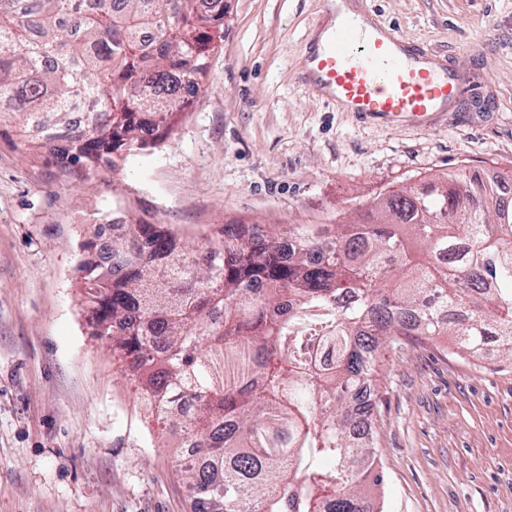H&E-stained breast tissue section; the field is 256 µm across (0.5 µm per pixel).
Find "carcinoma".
Listing matches in <instances>:
<instances>
[{
    "mask_svg": "<svg viewBox=\"0 0 512 512\" xmlns=\"http://www.w3.org/2000/svg\"><path fill=\"white\" fill-rule=\"evenodd\" d=\"M204 2L0 0V114L23 115L42 149L93 112L56 155L71 177L154 146L221 39L224 0ZM510 186L512 173L434 176L340 224H219L201 246L131 218L112 271L81 265L91 335L191 444L177 469L193 512H373L374 418L351 399L377 384L382 351L449 336L478 356L492 338L512 363V204L491 207ZM224 347L251 353L227 382ZM186 398L196 411L177 424L167 408Z\"/></svg>",
    "mask_w": 512,
    "mask_h": 512,
    "instance_id": "carcinoma-1",
    "label": "carcinoma"
}]
</instances>
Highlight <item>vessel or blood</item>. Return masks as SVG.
<instances>
[{
    "mask_svg": "<svg viewBox=\"0 0 512 512\" xmlns=\"http://www.w3.org/2000/svg\"><path fill=\"white\" fill-rule=\"evenodd\" d=\"M339 3L325 0V37L307 50L310 88L366 125L434 129L460 98L454 66L393 26H357Z\"/></svg>",
    "mask_w": 512,
    "mask_h": 512,
    "instance_id": "obj_1",
    "label": "vessel or blood"
}]
</instances>
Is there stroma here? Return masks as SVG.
Listing matches in <instances>:
<instances>
[{
  "mask_svg": "<svg viewBox=\"0 0 512 512\" xmlns=\"http://www.w3.org/2000/svg\"><path fill=\"white\" fill-rule=\"evenodd\" d=\"M354 3L453 58L468 129L363 128L305 90L324 0H225L175 132L90 179L0 118V512H192L174 440L81 307L82 246L112 203L201 245L219 224H335L386 188L512 169V0ZM380 369L387 512H512V366L439 339L386 351Z\"/></svg>",
  "mask_w": 512,
  "mask_h": 512,
  "instance_id": "35a3bbf8",
  "label": "stroma"
}]
</instances>
